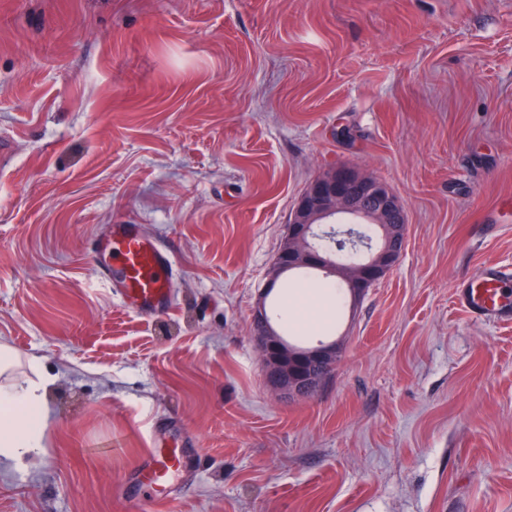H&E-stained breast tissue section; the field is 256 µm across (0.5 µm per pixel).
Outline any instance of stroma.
Here are the masks:
<instances>
[{
  "label": "stroma",
  "instance_id": "obj_1",
  "mask_svg": "<svg viewBox=\"0 0 512 512\" xmlns=\"http://www.w3.org/2000/svg\"><path fill=\"white\" fill-rule=\"evenodd\" d=\"M407 213L358 303L287 304L336 341L311 397L268 386L253 308L328 168ZM142 224L179 262L143 316L89 250ZM512 0H0V344L49 377L44 446L0 512H512ZM186 448L170 496L139 473ZM460 308L471 316L488 322L512 319V303L505 295L501 274L495 267H485L468 279L455 294Z\"/></svg>",
  "mask_w": 512,
  "mask_h": 512
}]
</instances>
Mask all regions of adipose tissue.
Wrapping results in <instances>:
<instances>
[{
  "instance_id": "ef3b65f1",
  "label": "adipose tissue",
  "mask_w": 512,
  "mask_h": 512,
  "mask_svg": "<svg viewBox=\"0 0 512 512\" xmlns=\"http://www.w3.org/2000/svg\"><path fill=\"white\" fill-rule=\"evenodd\" d=\"M47 391L43 378L0 386V458L22 467L42 448L49 419Z\"/></svg>"
}]
</instances>
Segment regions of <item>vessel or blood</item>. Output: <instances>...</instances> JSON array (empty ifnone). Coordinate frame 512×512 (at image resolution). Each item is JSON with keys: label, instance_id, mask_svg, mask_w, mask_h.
Listing matches in <instances>:
<instances>
[{"label": "vessel or blood", "instance_id": "obj_1", "mask_svg": "<svg viewBox=\"0 0 512 512\" xmlns=\"http://www.w3.org/2000/svg\"><path fill=\"white\" fill-rule=\"evenodd\" d=\"M94 254L97 278L119 288L124 305L148 315L168 310L176 257L142 225H111ZM456 302L480 320L512 319V300L506 296L501 275L493 267L483 268L458 288ZM183 456V449L177 447L150 449L147 467L141 472L142 481L164 490L170 488L181 471Z\"/></svg>", "mask_w": 512, "mask_h": 512}]
</instances>
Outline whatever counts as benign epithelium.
I'll list each match as a JSON object with an SVG mask.
<instances>
[{"label":"benign epithelium","mask_w":512,"mask_h":512,"mask_svg":"<svg viewBox=\"0 0 512 512\" xmlns=\"http://www.w3.org/2000/svg\"><path fill=\"white\" fill-rule=\"evenodd\" d=\"M345 216L356 224H373L381 231L374 243H361L352 229L336 232L337 250L347 262L334 264L319 241L327 225ZM406 244V214L399 197L382 181L356 168L337 166L313 179L292 209L287 232L268 272L274 284L287 267H318L339 271L348 284L350 302L364 298L399 264ZM255 341L272 390L283 398H306L336 365V342H319L302 354L288 350L271 323L264 301L253 312Z\"/></svg>","instance_id":"obj_1"}]
</instances>
